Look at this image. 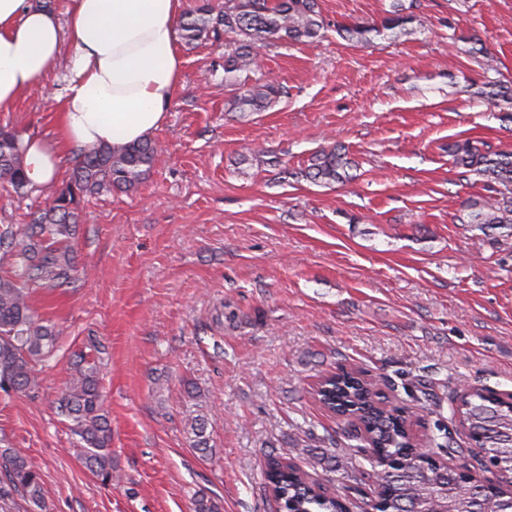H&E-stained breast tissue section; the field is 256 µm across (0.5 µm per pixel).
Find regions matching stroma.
Returning a JSON list of instances; mask_svg holds the SVG:
<instances>
[{"label":"stroma","mask_w":512,"mask_h":512,"mask_svg":"<svg viewBox=\"0 0 512 512\" xmlns=\"http://www.w3.org/2000/svg\"><path fill=\"white\" fill-rule=\"evenodd\" d=\"M393 0H319L330 27L313 46L261 47L247 73L284 87L263 112H229L224 39L177 43L180 85L152 140L150 174L131 192L85 199L74 242L82 275L32 287L59 333L29 392L0 391V449L38 466L49 512H275L262 468L288 457L321 477L322 452L354 459L329 488L372 491L371 462L311 396L343 364L370 374L392 404L458 461L470 442L452 409L460 391L512 396V237L460 223L477 180L458 177L457 140L512 150V122L478 90L484 46L512 86V0H400L406 34L353 44L340 23L376 20ZM64 64L0 112V128L54 139ZM343 145L355 179L300 178L316 151ZM0 189V224L29 223L68 180ZM99 348L119 478L106 486L56 401L73 353ZM207 422L211 454L187 423Z\"/></svg>","instance_id":"1"}]
</instances>
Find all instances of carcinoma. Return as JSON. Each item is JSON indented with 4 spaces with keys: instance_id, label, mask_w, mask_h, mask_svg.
<instances>
[{
    "instance_id": "cac0c4a2",
    "label": "carcinoma",
    "mask_w": 512,
    "mask_h": 512,
    "mask_svg": "<svg viewBox=\"0 0 512 512\" xmlns=\"http://www.w3.org/2000/svg\"><path fill=\"white\" fill-rule=\"evenodd\" d=\"M416 21L402 12L399 0L375 22H354L340 29L357 43L395 39ZM325 22L317 0H224V10L214 13L210 0H198L178 22L187 45L224 35L233 45L224 54V84L236 89L229 101L231 112H263L284 93L278 84L258 79L248 85L241 73L258 67V45L288 42L313 45L323 37ZM481 95L505 111L512 120V89L498 80H486ZM460 176L481 178L489 195L467 200V223L484 236L500 229L512 231V152L480 149L469 140L451 145ZM21 135L0 129V187L23 195L28 182ZM157 148L150 139L121 146L101 145L80 149L64 187L30 224H0V253L14 260L13 275L0 277V390L27 391L37 386L39 366L55 351L57 334L51 324L36 318L29 305V287H60L71 283L77 263L71 240L80 224V203L102 191L128 192L151 171ZM351 161L333 147L312 156L305 177L330 185L354 178ZM90 351L75 355L69 379L56 402L58 415L69 420L79 437L85 468L104 485L112 484V429L104 409L96 358ZM318 402L335 415L357 422L367 445L384 462L376 474L375 496L362 512H508L512 494L502 485L471 474L465 462L449 467L430 449L418 447L404 412L389 404L364 371L341 365L319 377L314 389ZM458 423L486 460L484 467L499 477L512 474V403L493 392L473 388L459 397ZM192 447L211 451L206 422L188 423ZM276 465L263 472L265 490L276 512H349L344 499L322 490V485L291 459L274 458ZM0 500L23 497L31 512H48L39 469L19 449L0 451Z\"/></svg>"
}]
</instances>
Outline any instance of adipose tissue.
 <instances>
[{
  "label": "adipose tissue",
  "instance_id": "ef3b65f1",
  "mask_svg": "<svg viewBox=\"0 0 512 512\" xmlns=\"http://www.w3.org/2000/svg\"><path fill=\"white\" fill-rule=\"evenodd\" d=\"M181 0H71L66 21L34 0H0V112L59 59L68 78L54 140L25 138V173L40 190L63 152L149 138L166 120L181 76Z\"/></svg>",
  "mask_w": 512,
  "mask_h": 512
}]
</instances>
